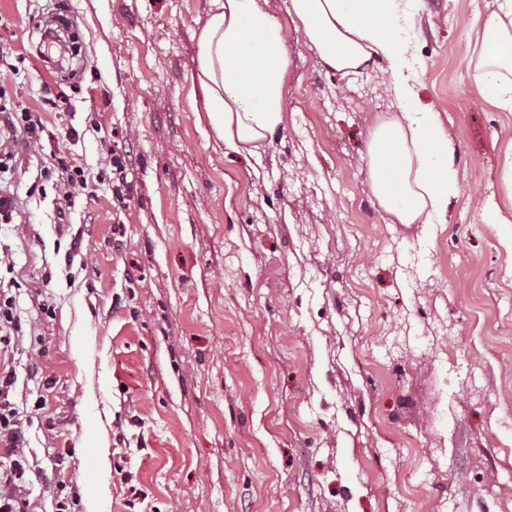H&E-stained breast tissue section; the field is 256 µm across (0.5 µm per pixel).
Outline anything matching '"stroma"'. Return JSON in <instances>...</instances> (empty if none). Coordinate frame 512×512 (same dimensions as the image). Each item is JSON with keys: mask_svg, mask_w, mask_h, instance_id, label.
<instances>
[{"mask_svg": "<svg viewBox=\"0 0 512 512\" xmlns=\"http://www.w3.org/2000/svg\"><path fill=\"white\" fill-rule=\"evenodd\" d=\"M285 124L226 152L203 110L213 0H0V404L28 512H512V112L464 50L494 0H399L453 139L443 224H392L367 140L382 68L337 77L285 0ZM127 159L126 204L112 156ZM88 186L71 201L58 158ZM106 438L100 492L88 449Z\"/></svg>", "mask_w": 512, "mask_h": 512, "instance_id": "35a3bbf8", "label": "stroma"}]
</instances>
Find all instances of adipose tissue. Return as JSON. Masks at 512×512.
I'll return each instance as SVG.
<instances>
[{
    "label": "adipose tissue",
    "mask_w": 512,
    "mask_h": 512,
    "mask_svg": "<svg viewBox=\"0 0 512 512\" xmlns=\"http://www.w3.org/2000/svg\"><path fill=\"white\" fill-rule=\"evenodd\" d=\"M477 27L467 58L484 103L512 112V0ZM287 11L325 65L347 78L384 63L400 113L377 125L367 152L371 192L394 224H441L458 192L450 134L419 105L405 70L397 0H288ZM288 46L258 0H215L197 41L204 110L225 149L252 154L284 123Z\"/></svg>",
    "instance_id": "adipose-tissue-1"
}]
</instances>
